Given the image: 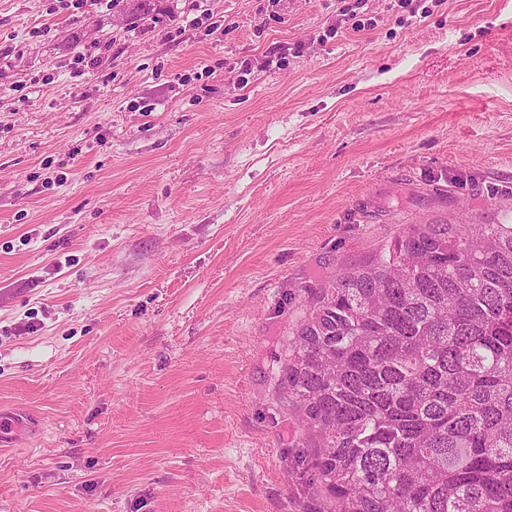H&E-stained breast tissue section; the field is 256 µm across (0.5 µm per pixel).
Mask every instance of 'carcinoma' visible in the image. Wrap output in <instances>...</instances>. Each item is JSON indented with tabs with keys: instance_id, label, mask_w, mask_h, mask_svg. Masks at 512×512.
I'll return each instance as SVG.
<instances>
[{
	"instance_id": "carcinoma-1",
	"label": "carcinoma",
	"mask_w": 512,
	"mask_h": 512,
	"mask_svg": "<svg viewBox=\"0 0 512 512\" xmlns=\"http://www.w3.org/2000/svg\"><path fill=\"white\" fill-rule=\"evenodd\" d=\"M279 387L343 512H512V224H412L336 273Z\"/></svg>"
}]
</instances>
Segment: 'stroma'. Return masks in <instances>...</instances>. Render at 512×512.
I'll list each match as a JSON object with an SVG mask.
<instances>
[{
  "mask_svg": "<svg viewBox=\"0 0 512 512\" xmlns=\"http://www.w3.org/2000/svg\"><path fill=\"white\" fill-rule=\"evenodd\" d=\"M343 7L0 0V512H338L278 390L312 296L512 222V0Z\"/></svg>",
  "mask_w": 512,
  "mask_h": 512,
  "instance_id": "obj_1",
  "label": "stroma"
}]
</instances>
